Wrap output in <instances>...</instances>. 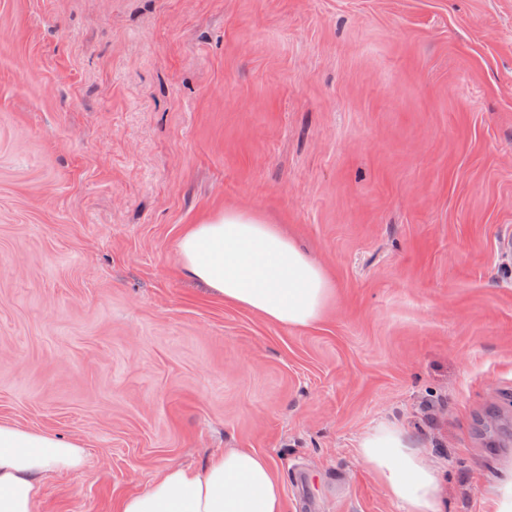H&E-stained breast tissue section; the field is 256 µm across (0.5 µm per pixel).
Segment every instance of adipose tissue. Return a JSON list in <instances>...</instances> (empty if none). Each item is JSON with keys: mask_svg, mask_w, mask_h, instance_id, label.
<instances>
[{"mask_svg": "<svg viewBox=\"0 0 512 512\" xmlns=\"http://www.w3.org/2000/svg\"><path fill=\"white\" fill-rule=\"evenodd\" d=\"M177 256L214 296L280 324L313 325L333 295L323 266L255 210L227 208L191 225ZM358 454L405 512H441V473L406 428L376 425ZM85 456L81 440L0 422V512H39L42 477L80 471ZM117 512H285V500L267 455L228 448L200 471L167 468L145 491L123 497Z\"/></svg>", "mask_w": 512, "mask_h": 512, "instance_id": "obj_1", "label": "adipose tissue"}]
</instances>
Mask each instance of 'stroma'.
<instances>
[{"label": "stroma", "instance_id": "stroma-1", "mask_svg": "<svg viewBox=\"0 0 512 512\" xmlns=\"http://www.w3.org/2000/svg\"><path fill=\"white\" fill-rule=\"evenodd\" d=\"M260 211L312 326L213 296L189 225ZM512 0H0V421L76 438L42 512L269 455L286 512H403L382 422L489 512L512 466Z\"/></svg>", "mask_w": 512, "mask_h": 512}]
</instances>
